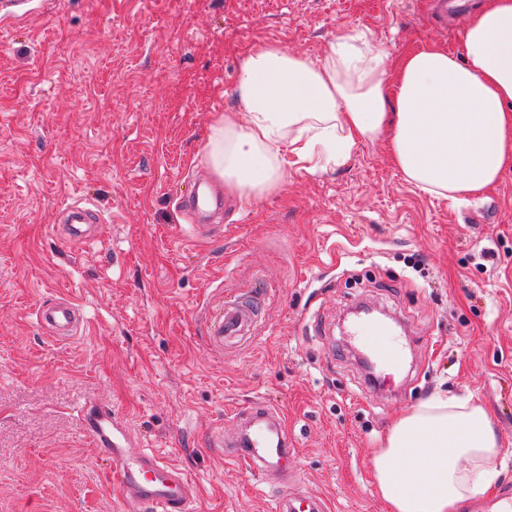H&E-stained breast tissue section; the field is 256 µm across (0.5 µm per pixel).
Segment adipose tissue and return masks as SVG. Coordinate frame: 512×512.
<instances>
[{
	"label": "adipose tissue",
	"instance_id": "adipose-tissue-1",
	"mask_svg": "<svg viewBox=\"0 0 512 512\" xmlns=\"http://www.w3.org/2000/svg\"><path fill=\"white\" fill-rule=\"evenodd\" d=\"M237 92L240 110L216 117L206 157L239 196L262 197L291 165L345 160L385 137L411 183L461 201L512 164V0H482L460 55L429 44L392 58L345 32L320 63L256 47ZM499 455L490 410L437 393L395 420L373 477L387 512H463L497 479Z\"/></svg>",
	"mask_w": 512,
	"mask_h": 512
}]
</instances>
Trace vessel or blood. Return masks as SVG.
Wrapping results in <instances>:
<instances>
[{
	"mask_svg": "<svg viewBox=\"0 0 512 512\" xmlns=\"http://www.w3.org/2000/svg\"><path fill=\"white\" fill-rule=\"evenodd\" d=\"M90 209H75L73 221L65 225L68 240L86 241L104 233L103 224L85 228ZM256 307L249 301L228 300L209 309L206 316V343L223 350L228 339L249 335L257 326ZM35 321L42 332L56 341L67 342L84 327L79 306L58 297L44 301L35 310ZM389 328L370 321H355L350 336L368 341L379 365L399 371L404 363L402 347L385 346ZM83 429L107 458L111 481L129 512H196L197 483L182 469L152 449L142 447L122 411L115 405L90 400L79 409ZM242 425L236 436L225 437L223 430L211 431L209 445L224 449L227 458L238 462L256 477L276 472L287 475L295 450L284 429L280 412L261 402L236 412ZM271 512H327L324 498L281 491L272 502Z\"/></svg>",
	"mask_w": 512,
	"mask_h": 512,
	"instance_id": "obj_1",
	"label": "vessel or blood"
}]
</instances>
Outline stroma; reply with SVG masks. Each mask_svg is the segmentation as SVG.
<instances>
[{
	"label": "stroma",
	"instance_id": "stroma-1",
	"mask_svg": "<svg viewBox=\"0 0 512 512\" xmlns=\"http://www.w3.org/2000/svg\"><path fill=\"white\" fill-rule=\"evenodd\" d=\"M450 2L444 27L429 0H28L0 18V512H126L78 418L92 398L196 481L198 512H266L275 481L207 442L257 401L288 428L293 488L331 512H384L371 452L436 391L494 414L507 468L467 512H496L512 493V166L456 206L409 182L383 137L246 201L205 157L253 48L318 63L348 31L392 58L459 53L476 0ZM201 180L224 208L190 239L177 202ZM75 205L100 214L101 240L59 235ZM259 285L255 334L207 349L208 309ZM56 297L86 318L63 345L33 316ZM360 302L411 345L375 389L342 333Z\"/></svg>",
	"mask_w": 512,
	"mask_h": 512
}]
</instances>
